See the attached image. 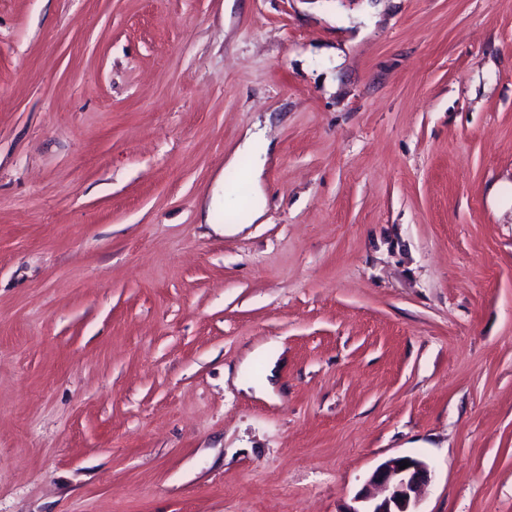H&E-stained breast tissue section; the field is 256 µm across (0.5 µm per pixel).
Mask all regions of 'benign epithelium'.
<instances>
[{"instance_id":"7a95c632","label":"benign epithelium","mask_w":512,"mask_h":512,"mask_svg":"<svg viewBox=\"0 0 512 512\" xmlns=\"http://www.w3.org/2000/svg\"><path fill=\"white\" fill-rule=\"evenodd\" d=\"M409 466L402 469V461ZM431 480L425 461L412 457L390 458L378 465L344 512H416L421 489Z\"/></svg>"}]
</instances>
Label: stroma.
Segmentation results:
<instances>
[{
	"instance_id": "1",
	"label": "stroma",
	"mask_w": 512,
	"mask_h": 512,
	"mask_svg": "<svg viewBox=\"0 0 512 512\" xmlns=\"http://www.w3.org/2000/svg\"><path fill=\"white\" fill-rule=\"evenodd\" d=\"M404 455L512 512V0H0V512H340Z\"/></svg>"
}]
</instances>
